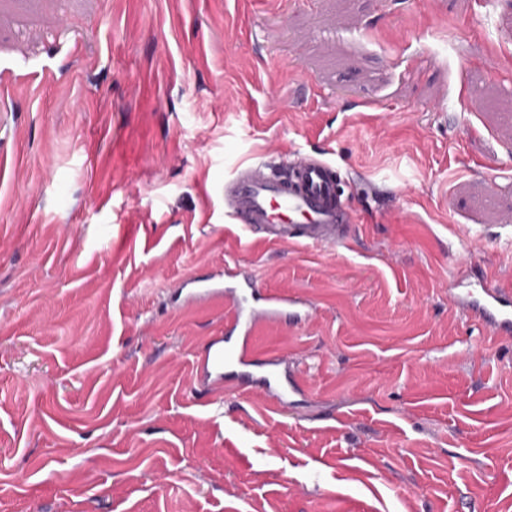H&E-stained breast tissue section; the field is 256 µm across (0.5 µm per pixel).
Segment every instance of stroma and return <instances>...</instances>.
Returning a JSON list of instances; mask_svg holds the SVG:
<instances>
[{"mask_svg":"<svg viewBox=\"0 0 512 512\" xmlns=\"http://www.w3.org/2000/svg\"><path fill=\"white\" fill-rule=\"evenodd\" d=\"M0 512H512V0H0ZM351 175L346 243L270 246L224 180ZM235 257L312 303L273 413L190 387ZM465 271L461 267L448 277V298L471 320L489 330L494 339L512 338V289L489 286L480 289L461 288ZM477 290V291H475Z\"/></svg>","mask_w":512,"mask_h":512,"instance_id":"obj_1","label":"stroma"}]
</instances>
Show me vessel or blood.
Segmentation results:
<instances>
[{"mask_svg": "<svg viewBox=\"0 0 512 512\" xmlns=\"http://www.w3.org/2000/svg\"><path fill=\"white\" fill-rule=\"evenodd\" d=\"M349 174L324 159L297 154L285 162L261 160L237 168L224 183V211L236 224L267 244L328 246L343 243L355 216L344 185ZM465 271L448 278V297L493 338H512V289L464 285ZM181 307L227 305L221 335L210 337L194 357L191 385L206 395L235 382L263 397L278 411L296 402L304 389L286 353L258 351L255 335L272 323H298L312 306L298 296L259 287L236 261L172 288Z\"/></svg>", "mask_w": 512, "mask_h": 512, "instance_id": "b4317fda", "label": "vessel or blood"}]
</instances>
